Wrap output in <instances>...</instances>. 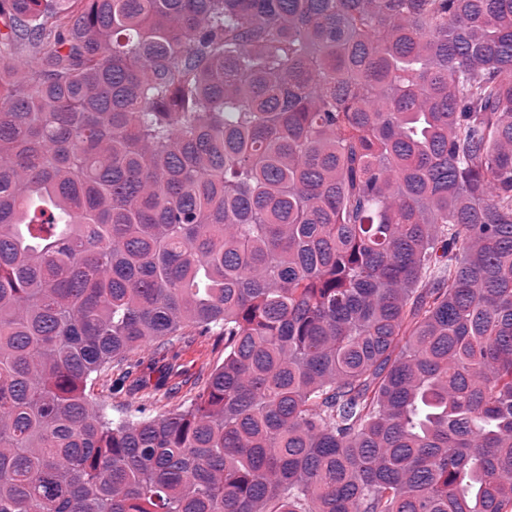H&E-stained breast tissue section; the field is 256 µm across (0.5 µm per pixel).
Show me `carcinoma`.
<instances>
[{
	"label": "carcinoma",
	"mask_w": 512,
	"mask_h": 512,
	"mask_svg": "<svg viewBox=\"0 0 512 512\" xmlns=\"http://www.w3.org/2000/svg\"><path fill=\"white\" fill-rule=\"evenodd\" d=\"M0 512H512V0H0ZM224 359V344L218 341L217 336H196L193 346L180 353L178 363L191 383L200 376L202 379L207 372L217 363ZM191 383L183 387L181 392L175 397H166L163 395L164 389L157 392L155 396L156 412H166L180 406L184 401L190 398L195 390L190 391ZM154 412V414H156ZM116 378V372L109 371L102 374L101 378L95 382L91 388L94 397L104 400L108 404V411L112 413L113 418H119L128 410L135 408L143 391L129 389L125 387L112 390L111 381Z\"/></svg>",
	"instance_id": "carcinoma-1"
}]
</instances>
